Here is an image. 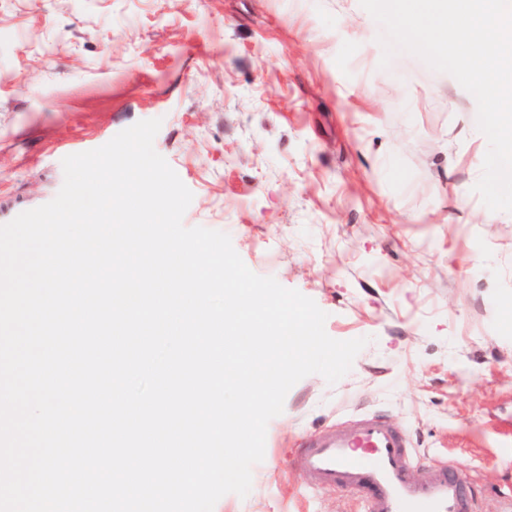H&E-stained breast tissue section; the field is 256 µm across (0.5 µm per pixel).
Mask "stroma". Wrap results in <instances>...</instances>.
<instances>
[{"instance_id": "35a3bbf8", "label": "stroma", "mask_w": 512, "mask_h": 512, "mask_svg": "<svg viewBox=\"0 0 512 512\" xmlns=\"http://www.w3.org/2000/svg\"><path fill=\"white\" fill-rule=\"evenodd\" d=\"M359 0H0V206L57 195L64 157L141 120L193 194L188 227L367 338L335 384L297 382L247 496L214 512H356L311 487L303 439L368 414L414 473L466 477L475 512L512 495V213L475 193L477 102L397 52Z\"/></svg>"}]
</instances>
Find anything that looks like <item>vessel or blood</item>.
I'll return each instance as SVG.
<instances>
[{
	"label": "vessel or blood",
	"mask_w": 512,
	"mask_h": 512,
	"mask_svg": "<svg viewBox=\"0 0 512 512\" xmlns=\"http://www.w3.org/2000/svg\"><path fill=\"white\" fill-rule=\"evenodd\" d=\"M413 467L406 434L379 415L325 429L293 460L311 486L359 493V512H474L465 478L448 465L428 464L419 479Z\"/></svg>",
	"instance_id": "b4317fda"
}]
</instances>
